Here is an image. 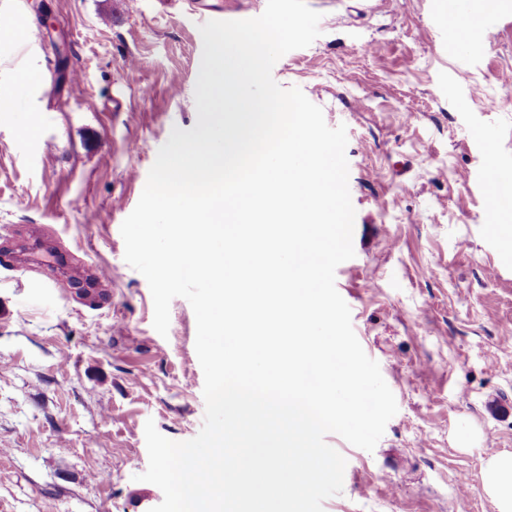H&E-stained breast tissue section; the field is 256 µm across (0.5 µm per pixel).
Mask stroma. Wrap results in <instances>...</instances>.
<instances>
[{"label":"stroma","instance_id":"stroma-1","mask_svg":"<svg viewBox=\"0 0 512 512\" xmlns=\"http://www.w3.org/2000/svg\"><path fill=\"white\" fill-rule=\"evenodd\" d=\"M306 2L321 34L272 76L347 128L355 255L335 286L398 406L374 451L326 435L346 468L323 512H496L481 470L512 452V250L489 227L512 218L482 186L512 180V0ZM0 14L27 31L0 34V86L34 75L0 114V512H150L163 493L139 479L145 424L194 438L204 374L189 302L154 329L120 228L172 129L197 122L200 25L254 9L0 0ZM474 16L483 37L463 39ZM95 267L112 280L92 299ZM59 277L67 292L48 287Z\"/></svg>","mask_w":512,"mask_h":512}]
</instances>
